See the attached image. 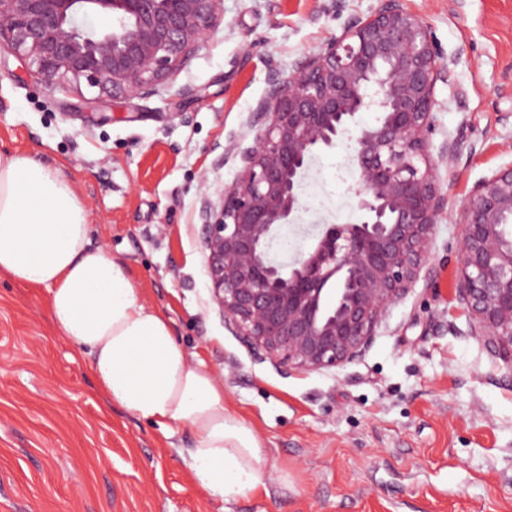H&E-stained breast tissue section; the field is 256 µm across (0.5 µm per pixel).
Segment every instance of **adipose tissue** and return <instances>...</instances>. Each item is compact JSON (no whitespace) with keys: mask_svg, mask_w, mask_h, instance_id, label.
<instances>
[{"mask_svg":"<svg viewBox=\"0 0 512 512\" xmlns=\"http://www.w3.org/2000/svg\"><path fill=\"white\" fill-rule=\"evenodd\" d=\"M73 183L27 154L0 153V272L45 289L53 324L88 352L99 388L126 412L189 428L194 482L233 498L262 482L263 445L224 403V388L192 363L169 319L140 298L126 269L89 236Z\"/></svg>","mask_w":512,"mask_h":512,"instance_id":"obj_1","label":"adipose tissue"}]
</instances>
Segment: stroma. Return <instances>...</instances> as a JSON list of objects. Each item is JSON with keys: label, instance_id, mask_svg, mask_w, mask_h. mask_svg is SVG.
Listing matches in <instances>:
<instances>
[{"label": "stroma", "instance_id": "1", "mask_svg": "<svg viewBox=\"0 0 512 512\" xmlns=\"http://www.w3.org/2000/svg\"><path fill=\"white\" fill-rule=\"evenodd\" d=\"M428 25L437 82L429 151L448 195L412 290L358 361L284 373L253 358L213 302L203 210L238 178L267 75L296 76L380 0H223L206 46L147 97L37 83L0 52V152L72 180L104 247L170 320L190 361L263 444L264 483L225 500L192 478L194 437L109 403L87 353L54 327L42 288L0 273V512H512V371L471 331L456 299L460 212L474 184L512 163V0H406ZM308 176L334 208L308 206L291 232L362 220L336 157Z\"/></svg>", "mask_w": 512, "mask_h": 512}]
</instances>
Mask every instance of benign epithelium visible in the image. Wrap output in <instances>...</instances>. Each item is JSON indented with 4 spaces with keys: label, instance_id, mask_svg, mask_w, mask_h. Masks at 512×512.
Returning <instances> with one entry per match:
<instances>
[{
    "label": "benign epithelium",
    "instance_id": "obj_1",
    "mask_svg": "<svg viewBox=\"0 0 512 512\" xmlns=\"http://www.w3.org/2000/svg\"><path fill=\"white\" fill-rule=\"evenodd\" d=\"M222 0H0V46L39 82L98 90L92 102L170 84L217 27ZM108 18L95 27L87 18ZM449 77L427 24L404 0L352 20L302 72L272 68L238 180L204 210L206 270L224 321L255 357L314 372L366 353L388 309L428 259L448 203L428 136L437 81ZM359 224H326L292 263L272 265L268 243L306 210L301 177L358 113ZM512 163L479 180L462 211L457 300L474 335L512 369Z\"/></svg>",
    "mask_w": 512,
    "mask_h": 512
}]
</instances>
